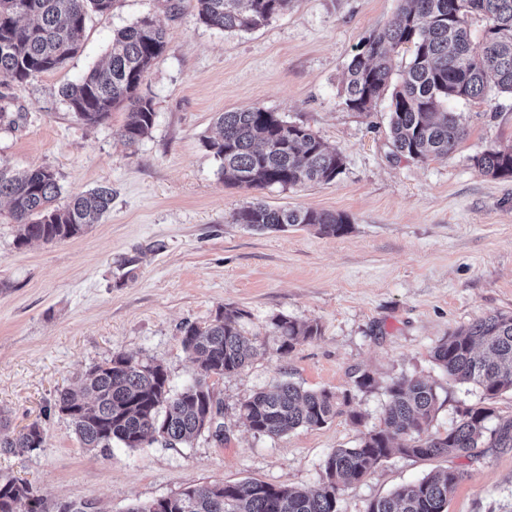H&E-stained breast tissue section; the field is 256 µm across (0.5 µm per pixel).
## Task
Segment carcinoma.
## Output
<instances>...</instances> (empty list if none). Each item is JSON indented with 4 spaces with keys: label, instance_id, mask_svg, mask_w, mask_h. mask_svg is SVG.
<instances>
[{
    "label": "carcinoma",
    "instance_id": "carcinoma-1",
    "mask_svg": "<svg viewBox=\"0 0 512 512\" xmlns=\"http://www.w3.org/2000/svg\"><path fill=\"white\" fill-rule=\"evenodd\" d=\"M115 0H0V84L24 83L56 69L77 53L89 12L104 14ZM292 0H197L199 19L224 31L256 29L285 10ZM487 21L482 41L472 40L468 17ZM413 56L392 83L390 56L403 44ZM166 33L149 16L117 30L108 62L62 87L75 117L88 124L107 121L126 104L119 132L128 146L141 141L155 121L153 101L138 93L145 72L162 55ZM391 91L390 137L397 158L424 161L448 157L466 129L450 101H474L490 94L512 95V0H400L392 18L357 49L347 71L343 103L369 112ZM218 133L204 141L220 162L227 185L248 190L283 189L306 183H330L342 173L341 153L328 148L310 129L290 124L262 107L224 112ZM474 165L495 178L512 177V148L487 150ZM51 169L15 173L0 163V199L10 203L19 226L17 245L45 244L76 237L99 223L112 204V188L100 186L64 203ZM234 220L256 231L302 226L338 236L349 228L341 214L313 209H271L251 202ZM241 310L224 309L204 327L187 325L181 344L198 365V377L172 391L163 365L135 355L116 354L89 368L77 388L60 391L55 406L72 425L83 447L102 454L118 444L141 448L163 441L188 445L212 427H221V411L208 378L230 377L257 353L258 337L246 335ZM280 351L291 352L320 334L316 324H300L280 315L273 319ZM448 379L472 384L488 397L512 391V315L483 317L444 338L433 352ZM388 404L380 425L357 446L338 448L324 464L322 482L302 491L248 481L190 487L164 503L155 500L129 512H338L343 487L359 482L393 454L416 458L471 457L482 444L490 409H466L444 435L431 432L438 395L419 378H403L387 388ZM349 394L304 390L286 382L260 392L241 406L240 419L251 431L278 436L300 427H321L343 413ZM44 430L36 422L12 433L0 423V451L23 454L42 447ZM488 446L512 447V421L491 433ZM463 478L449 467L403 485L371 501L366 512H448V498ZM38 512L29 486L0 477V512Z\"/></svg>",
    "mask_w": 512,
    "mask_h": 512
}]
</instances>
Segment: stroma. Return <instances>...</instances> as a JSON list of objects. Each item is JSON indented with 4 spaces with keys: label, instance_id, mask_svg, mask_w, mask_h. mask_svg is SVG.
Returning a JSON list of instances; mask_svg holds the SVG:
<instances>
[{
    "label": "stroma",
    "instance_id": "35a3bbf8",
    "mask_svg": "<svg viewBox=\"0 0 512 512\" xmlns=\"http://www.w3.org/2000/svg\"><path fill=\"white\" fill-rule=\"evenodd\" d=\"M399 0H293L268 24L221 31L203 24L196 0H117L90 14L81 51L23 84L0 85V106L17 116L0 129V162L55 171L61 200L100 185L112 208L80 236L17 245V227L0 200V419L17 432L45 430L41 448L0 452V476L29 484L40 512L89 503L127 512L188 487L258 480L312 489L326 458L377 427L387 386L401 378L433 382L431 429L446 433L471 406L491 408L487 430L512 420V392L489 398L448 381L432 358L458 328L512 314V179L482 173L475 155L512 147V97L457 104L467 129L447 158L424 162L393 154L390 96L369 112L343 103V81L357 47L395 13ZM165 30L167 46L139 88L155 123L139 145L124 146L123 109L89 127L60 94L108 54L113 33L142 17ZM259 106L311 129L341 152L342 174L259 192L224 183L204 140L219 113ZM273 208L346 216L350 230L256 232L235 213L253 198ZM246 312L262 347L241 371L214 376L224 439L198 437L169 448L155 442L111 455L83 448L58 413V391L117 353L163 365L173 390L197 376L181 344L185 324L204 326L224 307ZM284 315L315 323L319 336L287 354L271 324ZM370 372L373 387L355 380ZM351 393L347 414L321 427L275 437L255 434L239 410L282 382ZM455 466L464 478L448 512H512V448H480L471 458L394 455L345 487L339 512L368 504L432 471Z\"/></svg>",
    "mask_w": 512,
    "mask_h": 512
}]
</instances>
